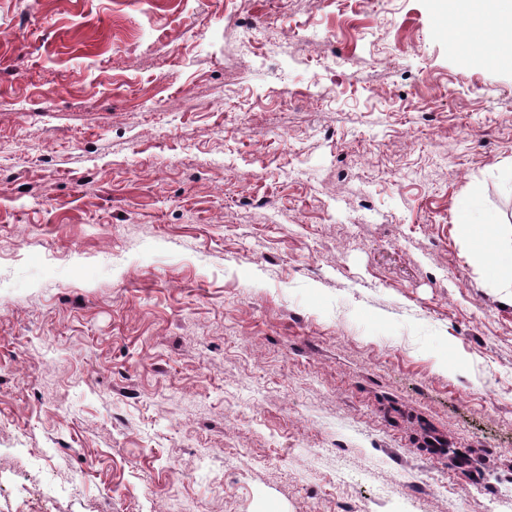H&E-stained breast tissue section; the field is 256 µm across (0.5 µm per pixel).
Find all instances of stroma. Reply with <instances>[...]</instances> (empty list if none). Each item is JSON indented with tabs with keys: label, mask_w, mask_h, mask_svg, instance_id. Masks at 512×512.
<instances>
[{
	"label": "stroma",
	"mask_w": 512,
	"mask_h": 512,
	"mask_svg": "<svg viewBox=\"0 0 512 512\" xmlns=\"http://www.w3.org/2000/svg\"><path fill=\"white\" fill-rule=\"evenodd\" d=\"M495 48L443 0H0V512L512 498Z\"/></svg>",
	"instance_id": "35a3bbf8"
}]
</instances>
